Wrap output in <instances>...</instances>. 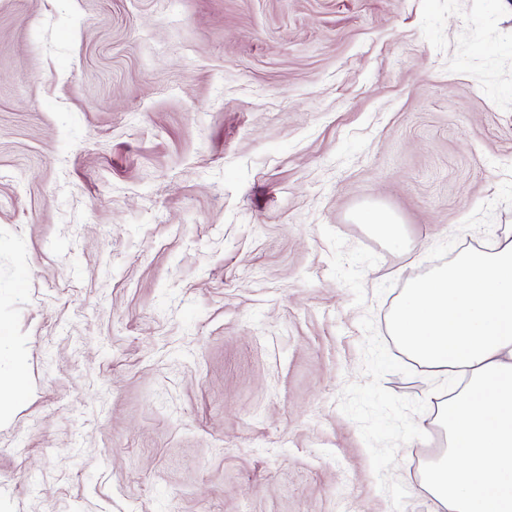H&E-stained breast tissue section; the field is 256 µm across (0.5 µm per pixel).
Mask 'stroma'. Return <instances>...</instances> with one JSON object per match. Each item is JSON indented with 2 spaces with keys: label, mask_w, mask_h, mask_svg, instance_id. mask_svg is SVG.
Returning <instances> with one entry per match:
<instances>
[{
  "label": "stroma",
  "mask_w": 512,
  "mask_h": 512,
  "mask_svg": "<svg viewBox=\"0 0 512 512\" xmlns=\"http://www.w3.org/2000/svg\"><path fill=\"white\" fill-rule=\"evenodd\" d=\"M511 229L504 0H0V512H441L391 317Z\"/></svg>",
  "instance_id": "obj_1"
}]
</instances>
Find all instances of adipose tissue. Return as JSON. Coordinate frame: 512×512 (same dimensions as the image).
Returning a JSON list of instances; mask_svg holds the SVG:
<instances>
[{
  "label": "adipose tissue",
  "mask_w": 512,
  "mask_h": 512,
  "mask_svg": "<svg viewBox=\"0 0 512 512\" xmlns=\"http://www.w3.org/2000/svg\"><path fill=\"white\" fill-rule=\"evenodd\" d=\"M420 362L465 376L427 471L444 512H512V238L415 280L391 318Z\"/></svg>",
  "instance_id": "obj_1"
}]
</instances>
